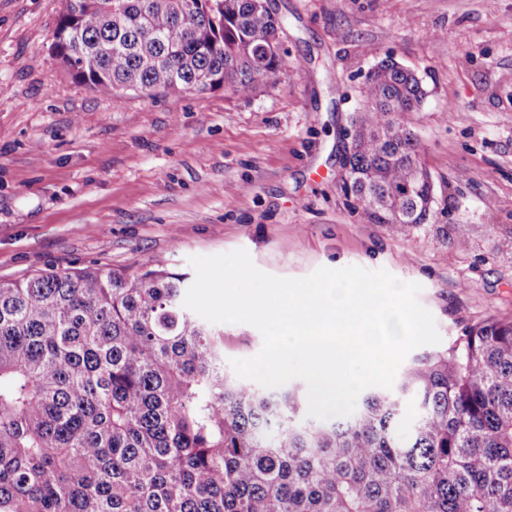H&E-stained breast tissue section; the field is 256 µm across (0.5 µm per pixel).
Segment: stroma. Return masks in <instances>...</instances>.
<instances>
[{"label": "stroma", "mask_w": 512, "mask_h": 512, "mask_svg": "<svg viewBox=\"0 0 512 512\" xmlns=\"http://www.w3.org/2000/svg\"><path fill=\"white\" fill-rule=\"evenodd\" d=\"M62 0H0V280L137 270L245 249L260 270L386 269L420 284L442 343L512 318V0H273L300 68L224 90L120 103L50 45ZM393 58L436 202L425 224L363 222L340 189L365 75ZM466 179H459V172Z\"/></svg>", "instance_id": "stroma-1"}]
</instances>
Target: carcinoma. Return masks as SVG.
<instances>
[{
  "label": "carcinoma",
  "mask_w": 512,
  "mask_h": 512,
  "mask_svg": "<svg viewBox=\"0 0 512 512\" xmlns=\"http://www.w3.org/2000/svg\"><path fill=\"white\" fill-rule=\"evenodd\" d=\"M283 28L260 0H63L51 50L113 99L248 97L287 66ZM425 95L391 57L366 77L341 191L370 224L432 214L433 184L407 189ZM187 281L164 259L0 281V512H512V318L315 421L226 372Z\"/></svg>",
  "instance_id": "1"
}]
</instances>
